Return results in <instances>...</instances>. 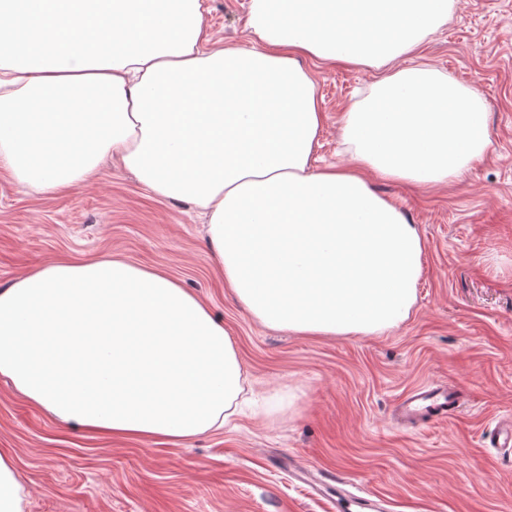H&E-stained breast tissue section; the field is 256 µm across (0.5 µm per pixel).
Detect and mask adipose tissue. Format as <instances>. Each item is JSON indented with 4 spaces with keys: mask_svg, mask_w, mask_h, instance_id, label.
I'll use <instances>...</instances> for the list:
<instances>
[{
    "mask_svg": "<svg viewBox=\"0 0 512 512\" xmlns=\"http://www.w3.org/2000/svg\"><path fill=\"white\" fill-rule=\"evenodd\" d=\"M453 0H250L251 48L220 47L207 0H0V161L63 194L118 158L201 209L225 288L264 327L368 336L411 314L424 242L370 186L462 178L487 150L477 91L394 68ZM378 71L342 116L349 160L313 167L311 64ZM0 376L49 416L114 438L222 429L243 392L210 307L123 259H60L0 289ZM28 493L0 450V512Z\"/></svg>",
    "mask_w": 512,
    "mask_h": 512,
    "instance_id": "obj_1",
    "label": "adipose tissue"
}]
</instances>
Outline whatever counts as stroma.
<instances>
[{
	"label": "stroma",
	"instance_id": "1",
	"mask_svg": "<svg viewBox=\"0 0 512 512\" xmlns=\"http://www.w3.org/2000/svg\"><path fill=\"white\" fill-rule=\"evenodd\" d=\"M249 0H208L215 42L248 48ZM403 64L475 87L490 145L462 179L431 188L372 179L425 243L417 302L373 336L269 330L224 289L200 211L155 198L120 164L64 195L18 185L0 165V287L59 258L111 255L163 270L223 323L246 389L281 399L190 441L93 436L29 404L0 378V450L12 453L25 512H336L289 476L292 457L381 500L384 512H512V450L489 433L512 418V0H453V15ZM327 115L313 160L347 155L337 117L376 78L316 67ZM455 383L463 407L427 424L398 416L416 386Z\"/></svg>",
	"mask_w": 512,
	"mask_h": 512
}]
</instances>
